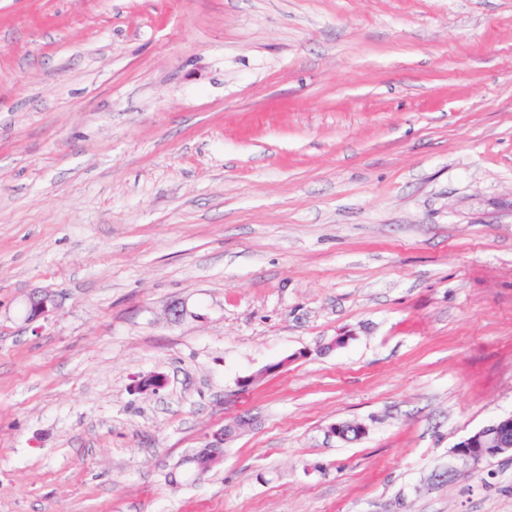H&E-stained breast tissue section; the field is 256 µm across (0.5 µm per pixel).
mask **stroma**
Masks as SVG:
<instances>
[{"label": "stroma", "instance_id": "obj_1", "mask_svg": "<svg viewBox=\"0 0 512 512\" xmlns=\"http://www.w3.org/2000/svg\"><path fill=\"white\" fill-rule=\"evenodd\" d=\"M511 412L512 0H0V512H512ZM58 308L57 296L49 289H35L26 300V320L47 318ZM457 453L477 463L498 456H512V413L482 426L457 444ZM248 424L249 420L240 418L231 424L225 425L209 436L204 447L191 455V457L195 458L200 456L197 460L199 465L196 473V464L193 461L182 459L178 463L177 468H182V471L187 477H193L195 473V479H201L207 474L208 469L213 470L223 462L224 443L233 439ZM215 448H221V450L217 451ZM201 460H205L204 463H201Z\"/></svg>", "mask_w": 512, "mask_h": 512}]
</instances>
